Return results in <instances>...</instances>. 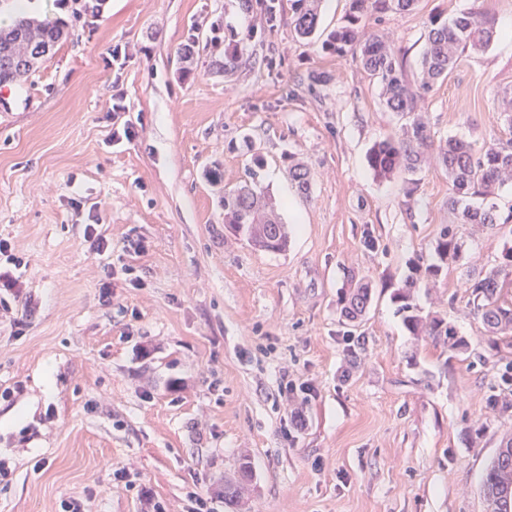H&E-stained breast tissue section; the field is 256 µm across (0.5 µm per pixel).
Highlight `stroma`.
Wrapping results in <instances>:
<instances>
[{"label": "stroma", "mask_w": 512, "mask_h": 512, "mask_svg": "<svg viewBox=\"0 0 512 512\" xmlns=\"http://www.w3.org/2000/svg\"><path fill=\"white\" fill-rule=\"evenodd\" d=\"M476 2L499 36L417 97L435 145L409 194L366 160L405 117L358 59L322 48L349 0H321L311 39L296 37L290 0L271 16L242 0H102L81 16L74 0H35L30 17L70 35L0 87V239L23 260L21 296L0 308V512H61L70 498L142 512L139 483L188 512L191 487L223 493L244 457L239 506L218 512H485L482 474L512 438L486 401L512 391V348L490 349L462 273L494 266L512 231L458 225L459 268L415 291L468 350L409 335L392 293L452 220L437 143L479 151L503 134L512 0H418L360 28L412 78L430 17ZM228 43L241 58L229 74ZM256 153L283 253L224 227L220 200ZM293 159L308 195L288 177ZM89 224L111 255L92 250ZM354 277L373 288L356 326L339 304Z\"/></svg>", "instance_id": "obj_1"}]
</instances>
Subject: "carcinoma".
Returning a JSON list of instances; mask_svg holds the SVG:
<instances>
[{
	"instance_id": "obj_1",
	"label": "carcinoma",
	"mask_w": 512,
	"mask_h": 512,
	"mask_svg": "<svg viewBox=\"0 0 512 512\" xmlns=\"http://www.w3.org/2000/svg\"><path fill=\"white\" fill-rule=\"evenodd\" d=\"M417 0H350L345 23L331 31L322 44L330 54L355 56L363 69L380 85L385 107L398 114L413 111L418 94L430 91L444 80L453 68L455 52L483 51L497 37L494 19L482 10L479 0L474 6L448 22L432 18L427 25L425 44L415 83L405 76L403 64L395 53L376 36L365 37L358 27L361 16L369 9L376 11H409ZM319 0H292V25L295 34L308 39L317 30ZM68 36L67 25L61 21H32L16 17L8 26H0V86L13 83L19 74L30 75L54 47ZM509 138L498 139L482 151L471 143L450 138L440 146V156L448 174V208L456 223L442 228L429 260L409 262V274L393 295L408 332L424 334L450 351H464L468 343L459 337L447 319L420 315L414 303V290L429 277L457 265L462 245L456 231L458 224H487L504 227L512 222V211L501 217L498 206L491 203L474 208L467 204L473 196L487 198L506 181L512 171V111L501 112ZM433 136L423 121L413 120L402 129L401 136L375 143L368 154V165L375 175H413L418 170L420 150L431 144ZM247 179L224 193V223L256 249L281 252L288 247V232L281 218L270 206L259 186L258 169L262 158L253 159ZM297 191H309V173L301 164L290 169ZM465 284L470 290L473 313L492 336L512 329V303L500 301L501 288L512 285V247L504 249L499 262L487 270L467 272ZM372 301V288L363 279L354 283L340 300L341 316L355 324L366 314ZM506 454L491 460L481 478L483 495L491 512H512V443Z\"/></svg>"
}]
</instances>
